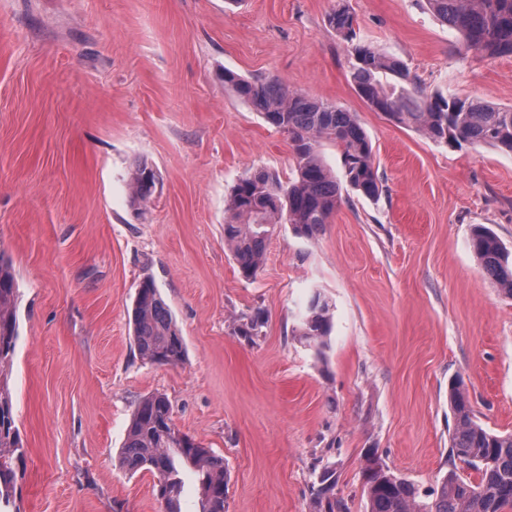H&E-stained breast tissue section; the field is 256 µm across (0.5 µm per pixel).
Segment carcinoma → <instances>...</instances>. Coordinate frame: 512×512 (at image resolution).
<instances>
[{"mask_svg": "<svg viewBox=\"0 0 512 512\" xmlns=\"http://www.w3.org/2000/svg\"><path fill=\"white\" fill-rule=\"evenodd\" d=\"M432 13L456 31L464 44L488 57L512 55V0H426ZM328 24L348 45L354 58L351 79L358 95L399 124L414 128L450 148L491 147L512 154V106L503 107L477 97L450 91L429 92L398 59L360 41L349 9L340 5L328 15ZM390 74L397 83L386 86L380 77ZM224 84L262 115L271 126L288 133L296 160L295 177L288 181L268 169L246 173L235 185L224 224V242L230 247L238 272L254 279L263 265L266 242L282 223L296 235L314 238L329 223L340 201V185L323 164L319 142L336 144L341 151L347 184L363 196L376 199L382 192L370 142L353 112L310 99L288 89L277 78L246 79L224 72ZM131 200L147 202L155 173L147 166L133 173ZM470 245L480 269L499 295L512 299V252L489 228L474 229ZM18 290L10 259L0 253V501L11 503L20 478L18 463L24 448L16 422L7 377L18 339ZM140 356L157 365L183 361V338L168 306L151 279L137 292L132 312ZM258 316L243 317L235 328L256 336L263 326ZM330 330V307L319 292L310 295L298 336L323 354ZM448 404L454 417L448 472L436 489L422 494L396 474L377 454L362 455V494L366 512H507L512 509V433L484 427L473 414L468 392L459 381L448 386ZM477 475L471 479L458 461ZM116 467L153 476V492L162 512H182V481L177 464L193 467L200 476V512H224L227 467L193 437L175 431L167 396L153 394L137 405ZM309 512H350L336 493V467H323L311 485Z\"/></svg>", "mask_w": 512, "mask_h": 512, "instance_id": "cac0c4a2", "label": "carcinoma"}]
</instances>
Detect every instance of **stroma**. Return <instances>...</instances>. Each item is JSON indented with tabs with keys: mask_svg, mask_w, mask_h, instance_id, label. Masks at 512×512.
Segmentation results:
<instances>
[{
	"mask_svg": "<svg viewBox=\"0 0 512 512\" xmlns=\"http://www.w3.org/2000/svg\"><path fill=\"white\" fill-rule=\"evenodd\" d=\"M341 1L362 42L427 90L512 106V55L466 49L425 0H0V251L19 293L9 388L26 448L13 512H161L150 473L113 465L153 393L223 456L226 512H308L322 458L365 512L368 448L435 488L456 377L477 420L512 433V300L470 251L478 224L512 250V155L449 149L367 105L327 23ZM228 69L356 113L383 185L375 200L343 186L317 237L278 225L252 280L224 244L227 200L245 173L286 180L296 161ZM142 163L156 185L139 206ZM147 278L183 337L178 365L137 350ZM315 291L332 314L321 356L295 332ZM257 311L260 335H236ZM132 181V203H146L152 195L155 173L147 166H139L133 173Z\"/></svg>",
	"mask_w": 512,
	"mask_h": 512,
	"instance_id": "stroma-1",
	"label": "stroma"
}]
</instances>
